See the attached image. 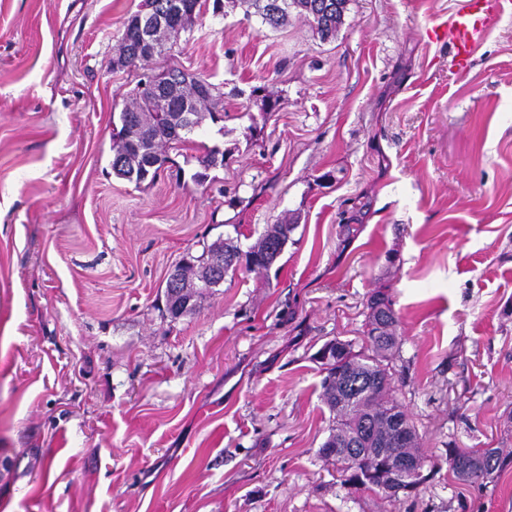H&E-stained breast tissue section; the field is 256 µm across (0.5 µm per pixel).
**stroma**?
<instances>
[{
    "instance_id": "35a3bbf8",
    "label": "stroma",
    "mask_w": 512,
    "mask_h": 512,
    "mask_svg": "<svg viewBox=\"0 0 512 512\" xmlns=\"http://www.w3.org/2000/svg\"><path fill=\"white\" fill-rule=\"evenodd\" d=\"M140 0H0V500L7 512H512V463L458 480L448 445L512 450V0L457 71L459 0H347L335 38L303 18L200 0L166 55L115 47ZM220 91L223 124L164 172L111 175L112 121L142 74ZM279 99L263 112L254 87ZM223 165L202 170L204 147ZM297 227L178 318L187 253ZM386 292L395 396L426 458L388 498L319 454L316 353L367 347ZM296 226L297 224L285 221L267 227L257 241L244 253L246 268L253 271L267 270L283 253L290 234Z\"/></svg>"
}]
</instances>
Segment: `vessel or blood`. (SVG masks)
I'll return each mask as SVG.
<instances>
[{
  "instance_id": "obj_1",
  "label": "vessel or blood",
  "mask_w": 512,
  "mask_h": 512,
  "mask_svg": "<svg viewBox=\"0 0 512 512\" xmlns=\"http://www.w3.org/2000/svg\"><path fill=\"white\" fill-rule=\"evenodd\" d=\"M499 14L498 0H463L450 15L448 29L458 67H467L476 45Z\"/></svg>"
}]
</instances>
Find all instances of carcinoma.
I'll list each match as a JSON object with an SVG mask.
<instances>
[{
	"instance_id": "cac0c4a2",
	"label": "carcinoma",
	"mask_w": 512,
	"mask_h": 512,
	"mask_svg": "<svg viewBox=\"0 0 512 512\" xmlns=\"http://www.w3.org/2000/svg\"><path fill=\"white\" fill-rule=\"evenodd\" d=\"M253 2L262 22L272 28L283 25L294 9L308 20L324 40L335 36L342 24L347 0H227L235 4ZM158 13L168 18L169 35H178L191 24L199 0H152ZM152 56L141 44L138 13L126 21L115 64L128 67ZM186 74L175 67L137 84L131 104L119 112V125L113 128L112 172L138 184L155 181L167 162L165 150L173 143L188 140V132L177 130L180 114L192 117L199 127L207 117L217 119L208 108L214 85L202 87L195 96L186 86ZM296 225L285 221L272 224L246 252L219 238L206 246L208 252H224V273L237 270L245 262L250 270H266L281 256ZM174 287L166 289L167 304L177 301L196 305L204 292L213 288V268L192 256L176 267ZM366 337L371 353L350 359L334 357L322 363V399L333 415V425L319 453L339 465L343 484L380 491L367 472L378 470L380 457L425 463L420 436L403 406L393 396L394 385L384 361L399 348L398 320L389 296L378 290L368 300ZM450 468L460 480L487 487V480L512 460V452L500 448L462 450L448 448Z\"/></svg>"
}]
</instances>
